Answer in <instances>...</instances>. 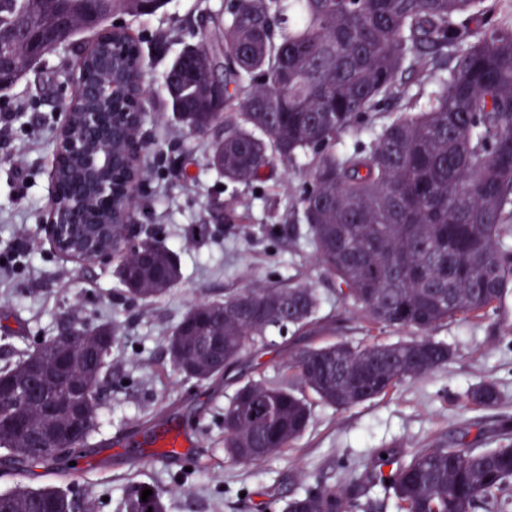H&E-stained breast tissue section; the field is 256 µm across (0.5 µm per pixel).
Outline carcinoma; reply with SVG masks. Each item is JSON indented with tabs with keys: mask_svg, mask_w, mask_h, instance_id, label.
Masks as SVG:
<instances>
[{
	"mask_svg": "<svg viewBox=\"0 0 512 512\" xmlns=\"http://www.w3.org/2000/svg\"><path fill=\"white\" fill-rule=\"evenodd\" d=\"M95 0H0V58L25 72L31 39H56L60 15L75 33L91 23ZM113 14L136 16L138 0H107ZM123 53L100 47L87 60L88 79L111 56L128 94L141 77L136 43L112 37ZM436 90L412 94L405 75ZM173 112L185 131L207 139L210 167L229 183L258 180L274 159L312 156L299 198L318 265L336 294L359 305L373 326L416 336L394 344L336 341L303 346L289 356L292 382H241L224 410V453L254 465L299 440L312 421L305 393L337 409L385 396L404 382L448 364V344L428 332L462 317H486L512 292V0H226L222 26L184 50L166 75ZM389 99L397 112L378 116ZM133 107L82 99L72 128L94 107ZM356 136L348 145L345 138ZM145 252L118 250L129 298L158 299L178 282L164 240L149 235ZM318 299L292 282L246 287L198 303L168 338V354L187 377L210 382L274 327L305 333ZM62 356L50 338L0 367V448L20 473L39 465L64 474L90 451L101 393L112 378L106 351L93 345L105 326L75 323ZM45 375L39 394L19 399L29 382L26 360ZM85 387V425L68 451L30 448L51 434L47 404ZM492 381L456 395L457 404L497 405ZM384 496L375 500L371 489ZM152 489L147 501L142 491ZM86 503L76 485L0 492V512H75ZM512 512V420L500 422L496 446L436 442L400 456L379 448L352 489L318 485L288 498L283 512ZM119 512H164L161 492L127 485Z\"/></svg>",
	"mask_w": 512,
	"mask_h": 512,
	"instance_id": "carcinoma-1",
	"label": "carcinoma"
}]
</instances>
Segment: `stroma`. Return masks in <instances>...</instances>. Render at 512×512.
<instances>
[{
  "label": "stroma",
  "mask_w": 512,
  "mask_h": 512,
  "mask_svg": "<svg viewBox=\"0 0 512 512\" xmlns=\"http://www.w3.org/2000/svg\"><path fill=\"white\" fill-rule=\"evenodd\" d=\"M224 0H168L150 16L120 19L140 45L146 71L144 153L137 216L169 245L180 268L177 285L157 302L125 297L117 261L79 263L53 251L41 224L49 206L50 171L66 103L78 87L76 56L93 36L82 33L45 55L0 92V364L74 322L112 328L118 336L107 361L108 388L91 439L69 479L42 468L0 478V492L17 485L73 482L95 512H118L123 487L146 483L164 496L166 512H281L283 502L326 483L349 486L372 452L406 453L435 440L494 445L502 419L512 418V299L491 318H458L434 332L453 352L444 368L404 383L390 394L347 410L313 402V420L293 446L244 466L224 454V409L250 375L271 385L290 378L292 347L375 336L382 343L411 339L410 331L369 327L351 302L336 297V282L315 265L298 205L307 184L304 165L275 163L261 179L227 183L210 169L200 140L189 137L166 105L164 75L187 46L197 44L202 19ZM292 280L313 288L319 306L310 333L270 329L267 345L247 350L223 377L202 384L171 364L172 327L198 302L221 299L246 284ZM495 381L492 408L460 410L454 396ZM186 435L183 461L152 453L154 416Z\"/></svg>",
  "instance_id": "obj_1"
}]
</instances>
